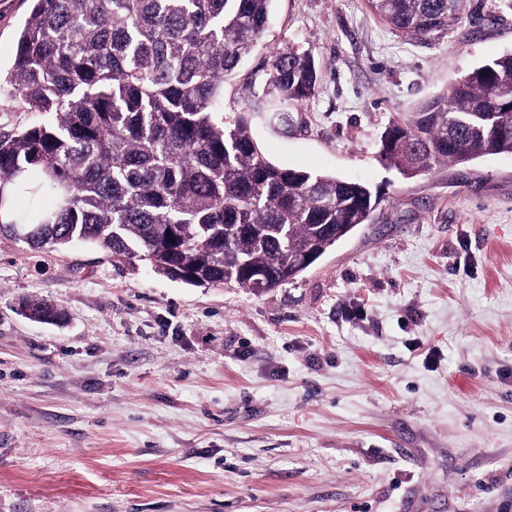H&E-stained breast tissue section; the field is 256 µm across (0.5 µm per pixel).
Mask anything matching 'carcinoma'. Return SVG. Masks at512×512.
I'll return each mask as SVG.
<instances>
[{"label":"carcinoma","mask_w":512,"mask_h":512,"mask_svg":"<svg viewBox=\"0 0 512 512\" xmlns=\"http://www.w3.org/2000/svg\"><path fill=\"white\" fill-rule=\"evenodd\" d=\"M0 91L33 120L0 135V184L26 177V205L0 233L33 227V248L96 243L117 259L193 287L265 290L304 272L371 223L380 197L362 181L272 162L251 113H224V80L268 27L272 0H33ZM409 41L437 39L464 0H365ZM262 101L272 117L310 98L314 55L271 54ZM512 54L385 128L379 156L408 178L441 164L512 153ZM33 319L61 310L27 303Z\"/></svg>","instance_id":"cac0c4a2"}]
</instances>
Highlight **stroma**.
Here are the masks:
<instances>
[{
	"label": "stroma",
	"mask_w": 512,
	"mask_h": 512,
	"mask_svg": "<svg viewBox=\"0 0 512 512\" xmlns=\"http://www.w3.org/2000/svg\"><path fill=\"white\" fill-rule=\"evenodd\" d=\"M464 5L413 42L364 0H274L225 112L257 104L273 51L311 50L315 95L253 135L380 196L291 282L197 288L0 234V512H512V153L410 179L378 155L391 120L512 53V11ZM30 10L0 0L1 70Z\"/></svg>",
	"instance_id": "1"
}]
</instances>
